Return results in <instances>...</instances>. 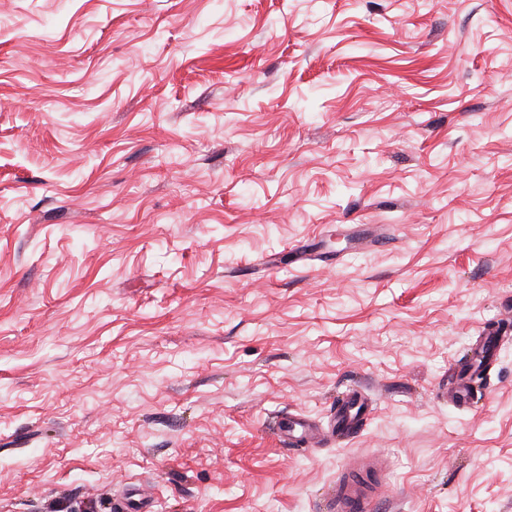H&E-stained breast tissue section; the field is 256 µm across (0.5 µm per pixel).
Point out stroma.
I'll list each match as a JSON object with an SVG mask.
<instances>
[{
	"instance_id": "35a3bbf8",
	"label": "stroma",
	"mask_w": 512,
	"mask_h": 512,
	"mask_svg": "<svg viewBox=\"0 0 512 512\" xmlns=\"http://www.w3.org/2000/svg\"><path fill=\"white\" fill-rule=\"evenodd\" d=\"M380 453L372 512H512V0H0V512H318ZM372 402L357 388L348 387L338 398L334 410L333 429L350 437L366 424L373 414ZM273 433L289 449L315 448L317 433L313 425L302 418H281L274 423Z\"/></svg>"
}]
</instances>
